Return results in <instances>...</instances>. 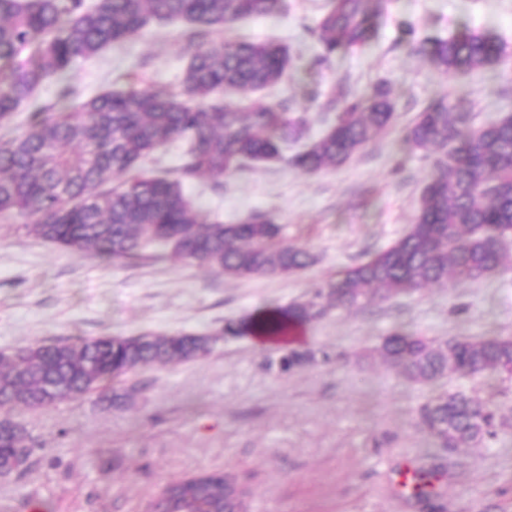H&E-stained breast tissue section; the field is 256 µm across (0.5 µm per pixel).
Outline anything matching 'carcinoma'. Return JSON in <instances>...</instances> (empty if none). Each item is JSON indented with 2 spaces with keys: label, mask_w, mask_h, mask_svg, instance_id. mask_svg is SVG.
Masks as SVG:
<instances>
[{
  "label": "carcinoma",
  "mask_w": 512,
  "mask_h": 512,
  "mask_svg": "<svg viewBox=\"0 0 512 512\" xmlns=\"http://www.w3.org/2000/svg\"><path fill=\"white\" fill-rule=\"evenodd\" d=\"M389 0H327L311 32L318 61L364 48L376 34ZM281 0H0V122L8 124L48 79L66 78L79 60L115 42L136 38L153 20L183 21L189 62L177 94L140 86L107 91L68 107L41 106L23 130L0 139V219L16 216L36 238L62 249L112 261H134L148 248L199 263L238 280L288 277L313 257L283 240L274 217L212 221L185 194L186 184L224 176L253 163L286 161L310 173L340 167L389 130L395 104L378 88L369 97L344 89L330 96L333 122L294 154L288 145L308 135L302 116L281 104L224 100L278 83L288 50L269 41L211 35L240 20L272 16ZM443 73L500 65L507 46L465 31L409 44ZM411 146L434 157L414 223L388 248L337 273L311 297L270 306L218 334L180 332L79 337L0 351V475L16 472L18 449L37 462L36 439L20 419L92 397L124 405L132 394L112 382L151 367L208 357L220 336H267L283 341L335 308H357L420 288L478 282L502 263V241L512 237V112L474 125L469 101L433 104L405 133ZM174 143L178 162L151 174L146 164ZM123 177L112 184L115 176ZM405 381L430 388L416 426L434 448L489 445L501 433L494 393L470 395L440 388L445 379L512 377V337L432 339L396 329L377 349ZM329 353L288 348L268 367L289 373ZM439 467H420L401 482L407 496L437 512ZM249 489L219 472L173 479L149 512H249Z\"/></svg>",
  "instance_id": "1"
}]
</instances>
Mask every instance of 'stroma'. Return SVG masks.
<instances>
[{"label": "stroma", "mask_w": 512, "mask_h": 512, "mask_svg": "<svg viewBox=\"0 0 512 512\" xmlns=\"http://www.w3.org/2000/svg\"><path fill=\"white\" fill-rule=\"evenodd\" d=\"M325 0H285L273 17L236 25L238 34L286 46L288 76L254 93L287 102L311 136L327 126L322 96L339 84L371 95L386 86L396 120L346 164L307 173L286 163L256 165L224 179L186 186L211 217L232 223L268 212L287 243L315 256L282 278L233 280L169 256L135 264L71 253L0 222V350L51 339L135 336L143 332L219 333L271 304L306 299L337 271L390 246L413 223L433 167L427 152L402 140L430 103L467 98L477 122L512 111V63L445 74L411 54V38L470 29L512 48V0H393L364 49L320 64L310 29ZM181 23L150 25L144 37L112 45L74 65L66 84L88 99L128 88L175 92L187 62ZM431 338L512 336V251L489 277L424 288L362 309H335L308 325V347L340 356L287 374L271 371L277 347L249 336H220L206 359L153 367L113 382L128 405L92 401L28 413L42 448L21 476L0 477V512H146L171 479L201 470L231 473L252 490L251 512H427L403 495L401 472L432 463L415 426L427 388L397 377L367 349L397 327ZM447 389L495 390L504 433L486 447L444 454L436 483L444 512H512V380L454 378Z\"/></svg>", "instance_id": "stroma-1"}]
</instances>
